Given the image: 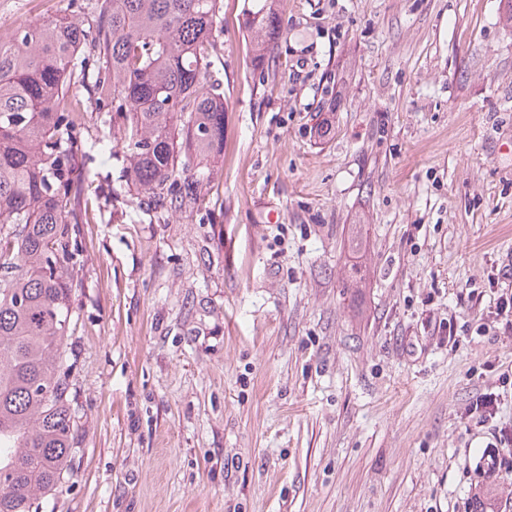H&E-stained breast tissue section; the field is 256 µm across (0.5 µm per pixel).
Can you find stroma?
<instances>
[{
    "label": "stroma",
    "instance_id": "obj_1",
    "mask_svg": "<svg viewBox=\"0 0 512 512\" xmlns=\"http://www.w3.org/2000/svg\"><path fill=\"white\" fill-rule=\"evenodd\" d=\"M243 4L223 0L224 152L194 205L127 193L111 113L84 114L79 470L43 512H512L489 286L512 275L507 0H279L259 69ZM486 393L495 417H466Z\"/></svg>",
    "mask_w": 512,
    "mask_h": 512
}]
</instances>
